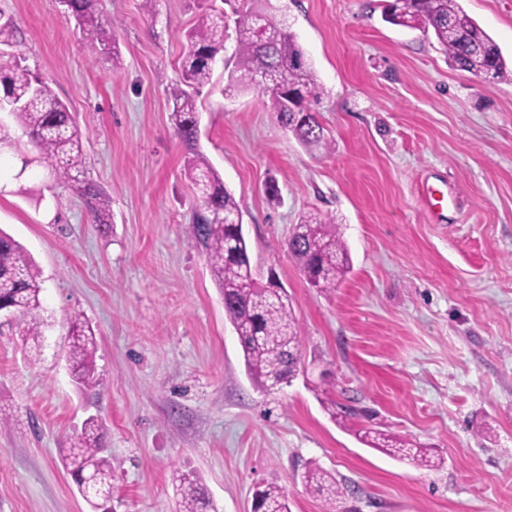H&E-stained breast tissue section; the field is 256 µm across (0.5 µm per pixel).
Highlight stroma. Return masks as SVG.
Returning a JSON list of instances; mask_svg holds the SVG:
<instances>
[{"instance_id": "obj_1", "label": "stroma", "mask_w": 512, "mask_h": 512, "mask_svg": "<svg viewBox=\"0 0 512 512\" xmlns=\"http://www.w3.org/2000/svg\"><path fill=\"white\" fill-rule=\"evenodd\" d=\"M512 64V0H459ZM234 25L244 0H98L116 49L96 57L58 0H0L24 57L76 113L84 176L112 201L89 224L16 125L0 169V229L36 261L49 322L23 343L0 318V512H91L60 451L101 423L112 512H180L194 473L217 512H250L275 483L291 512H322L306 468L346 481L345 512H512V82L458 70L433 35L391 25L383 0H269L324 95L329 148L307 147L261 95L216 67L197 100L199 150L239 201L258 277L275 272L303 338L290 383L248 377L233 326L189 228L198 199L168 89L185 34L210 7ZM275 181L278 198L266 193ZM452 190L441 218L423 183ZM335 218L352 269L311 288L286 242L302 215ZM98 339V387L66 367L67 322ZM354 408L334 421L328 402ZM362 428L432 449L433 470L363 445Z\"/></svg>"}]
</instances>
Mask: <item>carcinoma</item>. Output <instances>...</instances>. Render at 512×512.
I'll list each match as a JSON object with an SVG mask.
<instances>
[{
  "label": "carcinoma",
  "instance_id": "cac0c4a2",
  "mask_svg": "<svg viewBox=\"0 0 512 512\" xmlns=\"http://www.w3.org/2000/svg\"><path fill=\"white\" fill-rule=\"evenodd\" d=\"M96 0H70V14L86 43L98 45L105 56L113 53L96 15ZM386 22L432 33L455 66L476 78L512 81V68L495 41L457 3V0H391L384 9ZM229 39L224 15L206 11L186 34L181 76L169 89L176 133L191 158L192 182L201 208L192 211L191 232L205 251L213 280L224 298V315L235 328L249 377L268 390L289 383L302 358V339L285 288L258 281L250 249L239 228L242 209L223 180L196 150L200 113L196 97L210 84L215 61ZM237 69L228 74V86L256 89L266 106L302 144L328 145L314 105L323 88L296 36L283 17L251 8L237 21L234 37ZM0 110L9 113L35 149L38 163L58 180L75 186L90 221L100 227L112 223L108 196L84 181L85 153L76 115L54 93L49 82L12 57L0 64ZM306 281L330 292L351 267L349 249L337 225L320 216L301 218L286 243ZM41 271L30 253L0 230V309L15 313L24 337L36 341L47 325L44 319ZM67 362L80 388H95L97 340L93 328L75 315L68 325ZM360 440L419 467L433 468L440 459L412 442L379 431H364ZM64 468L73 479L92 477L86 495L98 504L112 488V466L104 456L100 424L90 418L63 449ZM302 480L323 502L324 512H343L344 483L322 470L307 469ZM176 493L182 512H207L204 489L192 473L178 477ZM253 512H289L284 490L267 484L252 495Z\"/></svg>",
  "mask_w": 512,
  "mask_h": 512
}]
</instances>
